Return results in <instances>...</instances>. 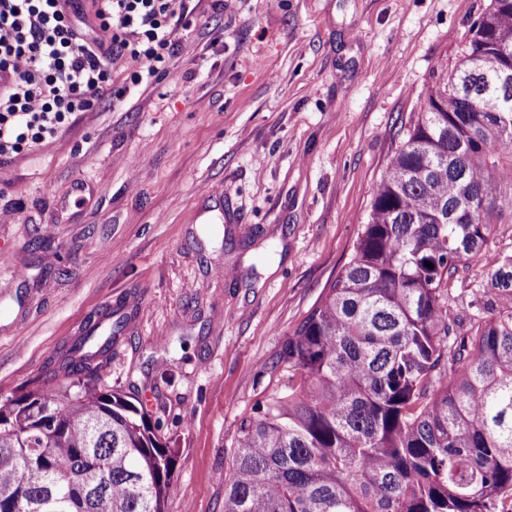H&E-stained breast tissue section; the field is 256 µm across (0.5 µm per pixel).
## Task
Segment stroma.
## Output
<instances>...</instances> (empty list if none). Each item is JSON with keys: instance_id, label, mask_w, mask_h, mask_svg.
<instances>
[{"instance_id": "obj_1", "label": "stroma", "mask_w": 512, "mask_h": 512, "mask_svg": "<svg viewBox=\"0 0 512 512\" xmlns=\"http://www.w3.org/2000/svg\"><path fill=\"white\" fill-rule=\"evenodd\" d=\"M489 0H201L168 71L0 158V399L71 382L96 313V386L174 448L166 512H224L263 363L350 260L418 101ZM224 195V221L193 212Z\"/></svg>"}]
</instances>
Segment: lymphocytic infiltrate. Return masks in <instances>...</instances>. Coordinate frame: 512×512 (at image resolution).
Masks as SVG:
<instances>
[{
  "label": "lymphocytic infiltrate",
  "instance_id": "1",
  "mask_svg": "<svg viewBox=\"0 0 512 512\" xmlns=\"http://www.w3.org/2000/svg\"><path fill=\"white\" fill-rule=\"evenodd\" d=\"M197 19L193 0H0V156L156 82Z\"/></svg>",
  "mask_w": 512,
  "mask_h": 512
}]
</instances>
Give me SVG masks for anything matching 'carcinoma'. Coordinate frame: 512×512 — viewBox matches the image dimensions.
<instances>
[{
	"mask_svg": "<svg viewBox=\"0 0 512 512\" xmlns=\"http://www.w3.org/2000/svg\"><path fill=\"white\" fill-rule=\"evenodd\" d=\"M512 0H490L386 166L354 254L262 368L224 512H487L512 489ZM477 260L470 328L452 312ZM431 263L430 269L425 263ZM112 310L62 369L112 356ZM175 464L147 413L72 383L0 399V512H164Z\"/></svg>",
	"mask_w": 512,
	"mask_h": 512,
	"instance_id": "carcinoma-1",
	"label": "carcinoma"
}]
</instances>
